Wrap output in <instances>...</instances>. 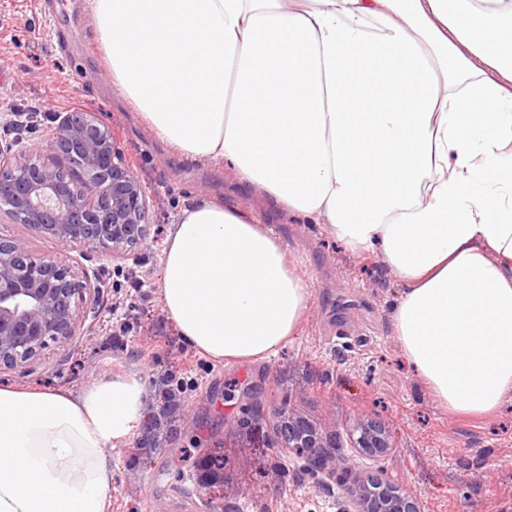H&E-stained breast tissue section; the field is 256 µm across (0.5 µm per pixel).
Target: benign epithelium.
I'll use <instances>...</instances> for the list:
<instances>
[{"label": "benign epithelium", "mask_w": 512, "mask_h": 512, "mask_svg": "<svg viewBox=\"0 0 512 512\" xmlns=\"http://www.w3.org/2000/svg\"><path fill=\"white\" fill-rule=\"evenodd\" d=\"M52 150L0 140V216L23 224L60 246L39 253L27 239L0 236V373L33 369L48 351L67 346L82 323L99 312L101 285L69 253L90 247L112 259L153 248L149 202L140 172L128 161L109 126L94 112L54 114ZM287 448H323L321 435L294 413H279ZM351 447L374 457L390 447L385 429L357 421ZM333 478L349 459H311ZM338 512H420L417 500L390 476L366 477L338 503Z\"/></svg>", "instance_id": "1"}]
</instances>
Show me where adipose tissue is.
Masks as SVG:
<instances>
[{"label":"adipose tissue","mask_w":512,"mask_h":512,"mask_svg":"<svg viewBox=\"0 0 512 512\" xmlns=\"http://www.w3.org/2000/svg\"><path fill=\"white\" fill-rule=\"evenodd\" d=\"M112 85L168 148L376 255L401 352L450 413L512 402V0H87ZM162 302L215 360L268 359L312 298L278 239L201 196ZM142 386L0 387V512H110Z\"/></svg>","instance_id":"adipose-tissue-1"}]
</instances>
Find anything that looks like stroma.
<instances>
[{"label":"stroma","mask_w":512,"mask_h":512,"mask_svg":"<svg viewBox=\"0 0 512 512\" xmlns=\"http://www.w3.org/2000/svg\"><path fill=\"white\" fill-rule=\"evenodd\" d=\"M74 33L67 52L57 38ZM90 110L108 125L142 174L151 233L165 241L179 206L199 195L252 211L299 262L312 289L296 336L252 363L211 359L178 335L158 291L159 251L113 260L79 247L72 256L104 279L100 313L72 345L53 349L30 373H0V386L77 394L106 378L141 377L143 411L134 436L113 448L112 512H336L342 484L387 472L421 512H512V405L493 418L450 415L419 384L393 334L400 286L375 258L349 254L322 226L279 212L221 164L184 160L159 143L113 91L86 0H0V137L49 148L52 112ZM123 271L149 286L127 315L112 319ZM309 420L336 456L355 458L333 478L308 452L283 448L277 413ZM385 425L391 446L356 456L347 429Z\"/></svg>","instance_id":"obj_1"}]
</instances>
